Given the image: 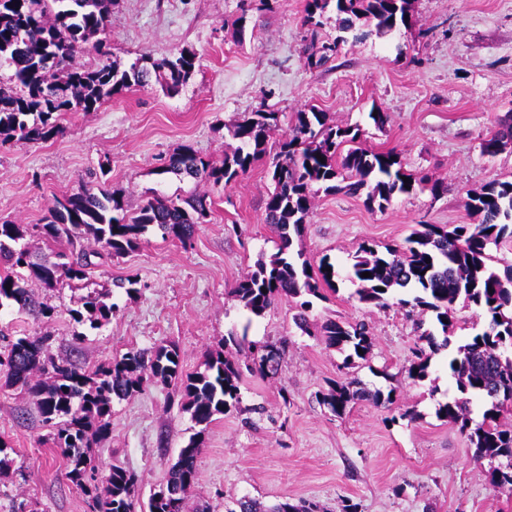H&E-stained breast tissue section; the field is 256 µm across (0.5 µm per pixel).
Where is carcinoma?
<instances>
[{
  "instance_id": "carcinoma-1",
  "label": "carcinoma",
  "mask_w": 512,
  "mask_h": 512,
  "mask_svg": "<svg viewBox=\"0 0 512 512\" xmlns=\"http://www.w3.org/2000/svg\"><path fill=\"white\" fill-rule=\"evenodd\" d=\"M113 0H0V68L11 71L9 83L0 84V144H30L46 141L61 132V118L68 113L91 112L104 101L134 85H158L169 95L179 92L196 68L192 50L154 60L142 57L122 70L111 60L107 44ZM335 6L338 29L356 30L361 22L374 23L380 35L413 23L410 0H306L303 23L322 26L329 6ZM339 36L321 45L316 60L320 66L336 57ZM91 46L98 62L86 67L77 55ZM278 123V113L258 110L234 126L231 136L240 142L216 164L188 145L168 159L165 173L226 185L247 174L267 152L269 131ZM358 126L332 127L324 113L309 107L296 113L288 135L278 143L272 158L271 179L265 206V222L278 233L277 252L269 261L244 274L231 294L254 316L260 317L276 300H296L297 327L308 336H318L330 347L351 350L346 362L365 360L373 347L368 325L327 320L311 325L307 312L313 299H323L324 288L336 290V266L328 258L312 266L304 257L302 236L309 215L314 186L324 192L358 194L368 189L365 204L386 208L399 194L423 185L434 196L446 190L439 180L416 178L404 171L394 150L375 151L363 146ZM482 153L495 156L512 150V115L498 119L481 144ZM98 192L86 187L55 200L45 223L0 224V307L12 301L19 309L47 322L55 307L39 301L27 288L28 280L42 287L68 286L84 289L81 307L70 310L78 324L99 328L112 319L116 304L108 295L88 288L93 259L119 258L137 250L142 235L153 228L162 238L191 244L198 224L207 217L206 195L186 199L156 196L128 215L123 197L106 188L108 170L100 168ZM408 181H403V178ZM465 209L480 217L477 224L450 228L422 224L402 244L388 245L381 254L367 242L354 256L351 280L359 284L361 303L375 308L387 305L396 289L415 290L399 304L424 315L431 312L444 335L437 343L432 333L421 335L427 347L415 352L408 377L422 381L428 376L431 353L448 346L454 328L455 306L462 301L490 315V329L458 346L450 361L458 396L439 405L436 414L458 426L467 435L473 458L498 465L487 472L489 485L497 492L512 493V264L492 267L490 250L512 244V181H492L467 194ZM31 231L57 247L53 257L34 253L20 241ZM371 276L365 277L363 273ZM51 336H21L0 347V373L5 384L16 386L36 398L43 423L53 428V443L66 461V475L84 488L85 478L95 471L91 448L109 433L112 402L161 382L174 386L180 406L198 424H209L239 403L244 372L258 366L274 369L277 352L268 345L243 346L231 336L236 355L207 354L205 370L183 373L178 349L173 344L131 348L119 357L93 369H84L51 353ZM479 398L486 404L482 422L474 425L470 404ZM365 400L376 407H389L391 396L368 391L356 378L336 380L322 404L341 416L350 404ZM202 434L196 433L180 448L165 482L140 504L138 476L112 465L101 483L91 489L92 512H188L187 500L196 483ZM238 510L228 512H322L316 503L285 499L269 509L244 497Z\"/></svg>"
}]
</instances>
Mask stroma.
<instances>
[{"label":"stroma","instance_id":"stroma-1","mask_svg":"<svg viewBox=\"0 0 512 512\" xmlns=\"http://www.w3.org/2000/svg\"><path fill=\"white\" fill-rule=\"evenodd\" d=\"M306 0H114L109 44L126 69L136 59L196 52L195 72L175 95L155 86L131 87L92 112L66 115L57 136L0 147V222L42 223L56 197L94 181L109 168V189L122 193L128 212L154 194L207 195L211 210L190 246L149 231L140 248L96 267L91 287L111 293L118 309L97 329L75 327L69 311L80 291L28 287L56 309L44 323L17 307L0 308L6 337L53 338L55 356L94 367L130 348L172 342L184 372L205 369L207 352L232 335L280 350L276 374L244 373L236 409L199 428L178 405L174 386L154 383L112 403L110 433L94 444L95 474L118 464L139 477L141 494L164 483L180 448L196 433L194 498L227 512L250 497L264 505L282 499L342 512H512V495L487 482L458 427L439 419V404L456 395L449 368L459 345L488 327V315L457 305L447 348L433 355L425 380L407 368L419 329L394 291L385 308L365 307L351 282L359 244H399L418 224L467 223L469 192L512 180V150L483 155L481 142L497 118L512 112V0H412L413 24L381 37L373 24L348 39L326 64L309 65L321 43L339 36L335 12L318 31L302 23ZM316 106L331 126H360L364 143L393 149L405 171L444 181L439 196L426 190L396 196L371 210L364 194L317 192L304 228L307 259L329 257L339 272L336 292L315 301V323L365 320L374 346L367 360L346 368L344 351L296 326L295 305L278 300L264 316L231 294L235 281L277 251V232L265 222L272 182L267 161L226 186L161 173L183 145L221 160L238 145L229 130L265 109L278 113L270 144L285 138L296 112ZM384 113L376 128L370 111ZM137 274L126 294L117 279ZM84 338L74 341V329ZM358 377L365 388L391 393L386 410L361 401L334 416L321 402L333 381ZM0 439L14 472L0 478V512H89V498L66 476L32 396L0 381Z\"/></svg>","mask_w":512,"mask_h":512}]
</instances>
